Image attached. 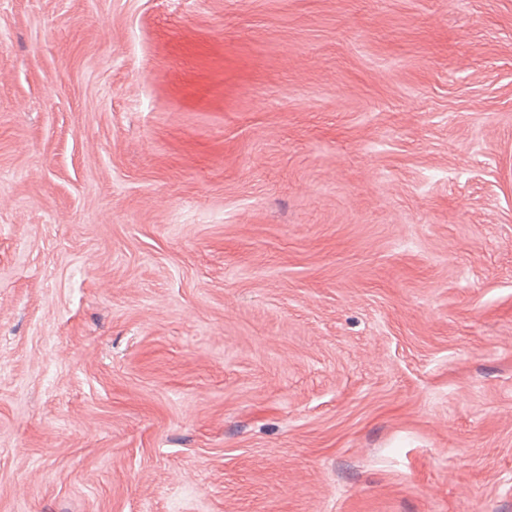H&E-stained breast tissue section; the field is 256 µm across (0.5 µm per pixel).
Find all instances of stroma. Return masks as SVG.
I'll return each instance as SVG.
<instances>
[{"instance_id":"35a3bbf8","label":"stroma","mask_w":512,"mask_h":512,"mask_svg":"<svg viewBox=\"0 0 512 512\" xmlns=\"http://www.w3.org/2000/svg\"><path fill=\"white\" fill-rule=\"evenodd\" d=\"M0 512H512V0H0Z\"/></svg>"}]
</instances>
